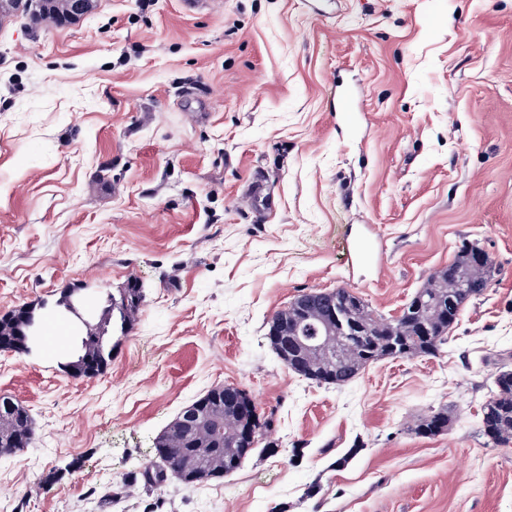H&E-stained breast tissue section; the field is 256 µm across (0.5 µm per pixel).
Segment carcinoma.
Masks as SVG:
<instances>
[{
  "instance_id": "obj_1",
  "label": "carcinoma",
  "mask_w": 512,
  "mask_h": 512,
  "mask_svg": "<svg viewBox=\"0 0 512 512\" xmlns=\"http://www.w3.org/2000/svg\"><path fill=\"white\" fill-rule=\"evenodd\" d=\"M39 7L28 8V4L19 0H9L5 12L14 10L22 13L35 26L62 25L68 22V0H38ZM473 250L464 245L458 251L452 264L465 269L469 275L488 285L491 273L482 267L470 264ZM474 297L470 290L465 289L448 304V269L434 272L419 290L418 301L404 306L399 316L384 319L364 300L360 306H350L348 315L342 319L344 324L351 322L361 329L360 336L350 338L351 346L345 358L340 362L322 360L314 362L310 368H292L296 374L318 383L343 385L354 379L366 366L382 359H411L418 356H437L442 347L448 343V335L457 324L461 311L466 303ZM143 294L137 285L132 284L120 293L119 297L108 296L103 317L98 326L85 331V336H77L74 340L75 351L84 349V341L92 343L93 359L98 361L110 357L107 351V323L117 316L120 329L133 324L129 310H141ZM427 321L431 326V335L422 337L418 333L419 324ZM6 334L0 339L15 345L17 348L28 349V343L22 337L23 326L17 324L13 315L0 318ZM496 393L486 402L482 410L481 431L495 446H507L512 443V370L499 372L496 378ZM228 431L223 437L215 438L211 434V422L201 420L197 424V434L190 440L185 437L182 429L174 427L176 445L164 450L156 449V456L162 460V466L155 472V482L164 481L166 472H171L185 485H197L212 479L224 477V469L228 468L230 456L224 454L229 447L226 438L231 436V429L239 421H227ZM448 428V414L433 411L416 427V433L423 436L436 435ZM32 426L28 416L23 414L8 420L0 426V454L10 456L19 452L14 440L21 436L31 441Z\"/></svg>"
}]
</instances>
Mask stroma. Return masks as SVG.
<instances>
[{"mask_svg": "<svg viewBox=\"0 0 512 512\" xmlns=\"http://www.w3.org/2000/svg\"><path fill=\"white\" fill-rule=\"evenodd\" d=\"M465 244L496 268L440 355L336 386L271 346L297 295L345 287L393 318ZM131 283L144 305L110 325L106 369L69 374L58 300L77 287L97 313ZM22 307L43 339L0 351V397L35 434L0 458V512H512V445L479 430L512 370V0H93L62 27L0 21V316ZM227 384L272 421L241 467L147 484L156 438ZM435 410L448 430L415 435Z\"/></svg>", "mask_w": 512, "mask_h": 512, "instance_id": "1", "label": "stroma"}]
</instances>
